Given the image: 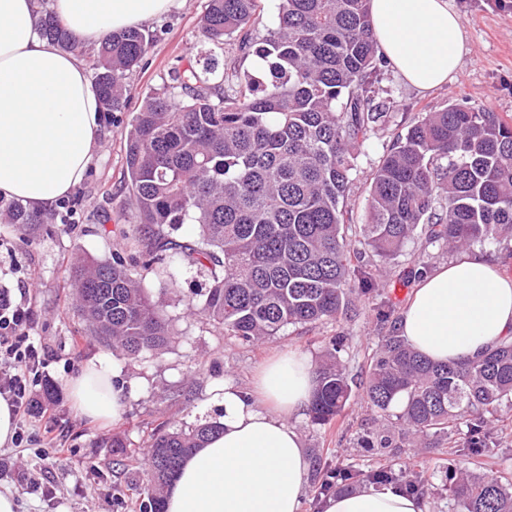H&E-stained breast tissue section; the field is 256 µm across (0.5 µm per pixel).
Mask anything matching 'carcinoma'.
Returning a JSON list of instances; mask_svg holds the SVG:
<instances>
[{"instance_id": "cac0c4a2", "label": "carcinoma", "mask_w": 512, "mask_h": 512, "mask_svg": "<svg viewBox=\"0 0 512 512\" xmlns=\"http://www.w3.org/2000/svg\"><path fill=\"white\" fill-rule=\"evenodd\" d=\"M263 0H207L202 34L266 64L267 80L202 66L175 67L130 121L125 163L139 222L129 225L136 256L71 266L75 312L100 342L130 357L165 349L171 335L144 292L136 266L179 260L206 268L211 282L203 311L224 333L245 342L288 326L338 317L349 294H369L380 269L361 263L366 247L387 264L421 226L428 239L458 248L512 233V121L496 112L450 104L423 112L378 161L367 218L348 236L353 149L387 123L373 103L371 76L382 63L370 0H278L273 25L256 40ZM42 36L61 48L81 46L47 0H37ZM149 47L137 25L104 37L91 60L103 119L125 109L126 79ZM9 224H51L40 212L0 198ZM198 225L195 240L179 231ZM366 397L417 436L453 437L483 447L485 414L512 402V341L474 361L436 364L392 331L371 359ZM351 389L339 366L317 374L308 415L331 423ZM223 430L220 422L188 429L164 426L151 437L150 480L140 512H163L162 492L189 454ZM326 492L398 480L391 468L316 473ZM454 512H512V479L456 468Z\"/></svg>"}]
</instances>
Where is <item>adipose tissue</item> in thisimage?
I'll return each instance as SVG.
<instances>
[{
	"mask_svg": "<svg viewBox=\"0 0 512 512\" xmlns=\"http://www.w3.org/2000/svg\"><path fill=\"white\" fill-rule=\"evenodd\" d=\"M83 45L169 10L175 0H51ZM381 54L410 86L430 91L454 80L467 50L450 0H371ZM98 91L78 53L38 29L33 0H0V196L46 211L84 180L101 148ZM397 328L431 361L477 359L512 336V277L479 252L424 274ZM316 388L308 356L280 353L259 369L252 396L232 384L221 394L224 429L182 463L164 512H302L308 460L294 423ZM77 411L114 420L124 389L111 366L87 362L69 382ZM325 512H424L399 486L331 498Z\"/></svg>",
	"mask_w": 512,
	"mask_h": 512,
	"instance_id": "obj_1",
	"label": "adipose tissue"
}]
</instances>
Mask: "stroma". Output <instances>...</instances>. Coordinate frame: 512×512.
<instances>
[{"mask_svg": "<svg viewBox=\"0 0 512 512\" xmlns=\"http://www.w3.org/2000/svg\"><path fill=\"white\" fill-rule=\"evenodd\" d=\"M462 18L468 51L455 80L420 93L391 68L383 67L374 85L375 101L388 105L386 129L371 132L355 153L351 193L354 224L366 219L365 182L397 134L422 112L460 104L476 111L512 116V0H453ZM206 0H175L169 13L145 21L152 44L127 83L131 99L104 127L102 149L84 181L70 195L76 206L71 223L33 227L21 237L17 225L0 222V287L29 283L30 334L43 349L46 367L32 385L57 388V398L44 414L30 416L27 447H0V491L14 492L18 512H139L140 487L149 482L147 453L159 424L171 428L219 421L225 384L250 392L260 366L274 354L295 350L322 367L335 354L351 387L345 410L330 424L296 421L309 461L330 469L353 465L363 470H410L422 477L426 512H452L446 469L456 450L455 440L428 437L416 447L402 438L396 417L377 413L367 402L364 383L369 363L390 322L378 313L399 318L424 273L457 258V251L418 236L392 260L378 286L353 299L337 319L291 326L280 335L251 344L225 335L222 326L199 305L210 283L206 271L174 262L139 269L145 292L155 302L170 332L171 342L158 354L132 358L88 335L74 311V292L67 271L77 261H108L113 255L133 256L124 231L135 221L125 178V139L132 115L143 97L163 85L168 70L194 62L203 46L200 19ZM343 337L341 351L332 341ZM110 362L116 383L126 392L119 420L97 422L81 416L68 391L69 380L85 362ZM486 445L470 456L472 469L512 474V405L502 404L485 418ZM390 435L387 448H366L365 439ZM121 437L126 453L112 448Z\"/></svg>", "mask_w": 512, "mask_h": 512, "instance_id": "1", "label": "stroma"}]
</instances>
